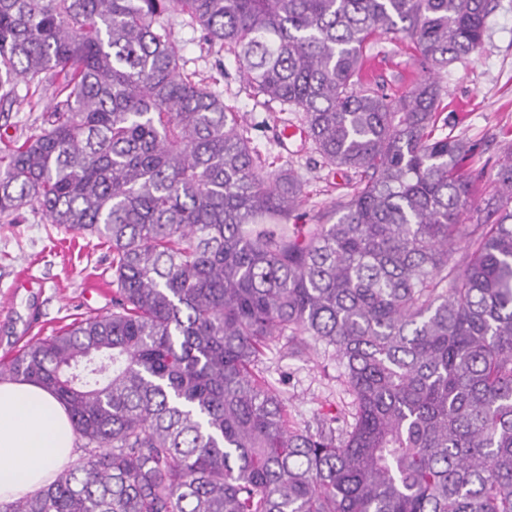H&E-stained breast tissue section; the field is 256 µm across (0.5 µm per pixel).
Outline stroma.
Instances as JSON below:
<instances>
[{
  "mask_svg": "<svg viewBox=\"0 0 512 512\" xmlns=\"http://www.w3.org/2000/svg\"><path fill=\"white\" fill-rule=\"evenodd\" d=\"M499 3L483 45L440 76L442 113L448 119L443 132L475 144V153L462 164L463 172L488 176L501 156L505 133L512 132V0ZM173 34L187 71L214 82L225 103L239 112L253 147L270 168L290 167L301 177V223H315L318 215L331 211L346 192L350 173L323 168L299 139L281 141L275 108L252 96L232 55L205 44L200 31L182 20H175ZM369 53L374 58L373 76L386 89L409 84L416 73L410 50L392 36L377 37ZM52 93L49 86L34 94L19 86L18 103L7 116H0V134L33 132L40 107ZM111 311L112 251L107 244L65 232L31 205L22 209L17 223H0V362L9 361L29 343ZM259 368L281 390L295 425L343 415L349 406L343 369L331 351L319 348L296 356L276 343Z\"/></svg>",
  "mask_w": 512,
  "mask_h": 512,
  "instance_id": "stroma-1",
  "label": "stroma"
}]
</instances>
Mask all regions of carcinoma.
<instances>
[{
	"label": "carcinoma",
	"instance_id": "obj_1",
	"mask_svg": "<svg viewBox=\"0 0 512 512\" xmlns=\"http://www.w3.org/2000/svg\"><path fill=\"white\" fill-rule=\"evenodd\" d=\"M498 0H0V218L34 203L112 248V314L23 347L0 380L65 408L85 456L0 512H512V141L492 190L436 134L439 74ZM232 55L252 96L303 114L354 182L316 224L172 20ZM420 76L364 75L375 35ZM481 229L448 266L461 224ZM332 350L350 409L293 428L256 371L272 341ZM32 92L33 90H30L27 93V88L23 83L18 86L19 103L14 105L11 112H8V117L6 113L4 117L0 115V134H3L4 137L20 132L32 133L39 125L37 118L44 105L51 100L53 88L46 86L33 96ZM37 100L40 102L39 106L32 108L33 103Z\"/></svg>",
	"mask_w": 512,
	"mask_h": 512
}]
</instances>
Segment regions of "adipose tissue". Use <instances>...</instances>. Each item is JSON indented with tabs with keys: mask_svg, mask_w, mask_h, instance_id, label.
Wrapping results in <instances>:
<instances>
[{
	"mask_svg": "<svg viewBox=\"0 0 512 512\" xmlns=\"http://www.w3.org/2000/svg\"><path fill=\"white\" fill-rule=\"evenodd\" d=\"M64 407L37 385L0 383V503L32 494L75 459Z\"/></svg>",
	"mask_w": 512,
	"mask_h": 512,
	"instance_id": "ef3b65f1",
	"label": "adipose tissue"
}]
</instances>
